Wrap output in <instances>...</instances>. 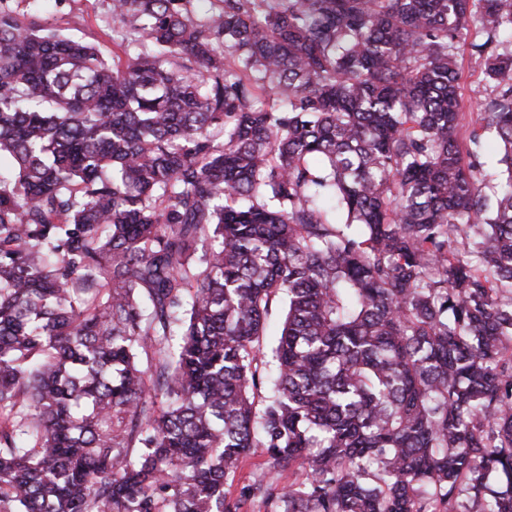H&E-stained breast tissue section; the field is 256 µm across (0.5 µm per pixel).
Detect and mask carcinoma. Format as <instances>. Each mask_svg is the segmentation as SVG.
Here are the masks:
<instances>
[{
  "label": "carcinoma",
  "mask_w": 512,
  "mask_h": 512,
  "mask_svg": "<svg viewBox=\"0 0 512 512\" xmlns=\"http://www.w3.org/2000/svg\"><path fill=\"white\" fill-rule=\"evenodd\" d=\"M194 2L0 0V512H512V0ZM13 5L20 12L39 7L48 25L98 45L112 59V0H14ZM473 33L474 29H471L468 36L465 37V40L460 42L457 50L460 93L464 102L463 112L466 113V118L463 121L465 126L458 129L457 137L465 152L467 148H469L467 123L471 118L477 120L483 116V114L481 115L482 112L479 111V104L487 93L490 92L483 72V66L480 64V61L472 55L470 49ZM479 153L483 166V178L485 183H494L500 180L502 165L499 163L501 157L500 144L498 140L489 135L482 143ZM497 179V181H495ZM266 459L258 450L255 455L243 461L232 485L226 486L233 498L239 497L242 486L258 480H275L281 485H288L302 477V471L297 466L274 470L268 467Z\"/></svg>",
  "instance_id": "carcinoma-1"
}]
</instances>
